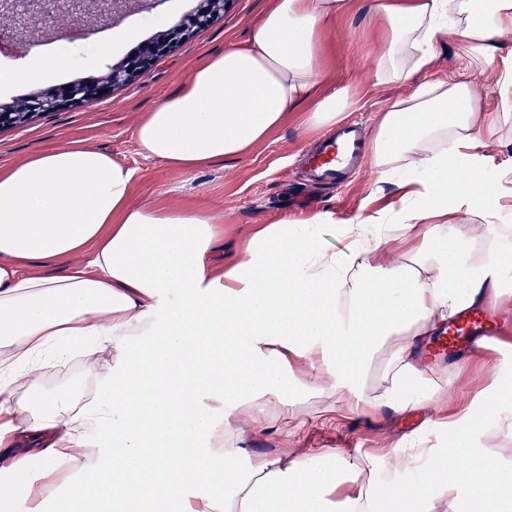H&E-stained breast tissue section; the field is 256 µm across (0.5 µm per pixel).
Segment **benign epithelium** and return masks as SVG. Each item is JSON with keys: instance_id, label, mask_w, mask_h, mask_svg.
<instances>
[{"instance_id": "benign-epithelium-1", "label": "benign epithelium", "mask_w": 512, "mask_h": 512, "mask_svg": "<svg viewBox=\"0 0 512 512\" xmlns=\"http://www.w3.org/2000/svg\"><path fill=\"white\" fill-rule=\"evenodd\" d=\"M161 0H0V19L8 22V32L0 35V42L18 46L33 44L30 37L36 32L52 35L70 32L61 26L86 15L98 17L99 23L110 24L123 18L135 8H154ZM226 0H201V7L191 18H183L169 27L162 37L147 46L137 61L115 64L96 83L76 81L42 89L23 105L1 103L0 125L14 124L30 113L55 112L68 104L97 96L117 85L130 82L136 73L156 58L173 51L195 28L207 25L224 11Z\"/></svg>"}]
</instances>
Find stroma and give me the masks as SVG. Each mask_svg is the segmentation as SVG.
I'll return each mask as SVG.
<instances>
[{
  "label": "stroma",
  "instance_id": "35a3bbf8",
  "mask_svg": "<svg viewBox=\"0 0 512 512\" xmlns=\"http://www.w3.org/2000/svg\"><path fill=\"white\" fill-rule=\"evenodd\" d=\"M269 0H230L223 13L208 26L193 31L170 54L138 72L127 85L117 86L102 96L55 112H35L25 121L0 126V168L23 161L31 153L60 148L73 142L107 151L134 172L132 199L148 207H182L212 211L224 217V252L233 254L254 225L271 224L284 216L300 219L321 212H334L338 221L355 220L372 186L367 166L351 168L342 187L319 186L303 179L305 150L315 133L301 126L299 113L286 122L243 160L217 163L192 175L169 169L157 160L140 155L134 127L141 113L160 104L177 91L194 69L208 57L241 43L251 23ZM199 0H164L157 9L134 13L111 25L113 31H134V38L114 46L111 55L97 52L98 39H57L53 45L70 60L68 80L94 79L107 66L119 63L138 47L164 31L162 18L173 12L183 16ZM372 0H353L349 10L330 25L328 77L325 92L349 87L359 104L353 118L372 135L375 124L397 89L376 84V56L385 38L371 18ZM465 76L484 79V65L463 59L461 51L446 43L438 50L433 78ZM463 365L454 358L425 356L421 367L434 383L449 388L450 397L441 403L424 402L403 413L382 409L375 414L350 413L342 404L318 397L301 407L289 420L269 421L264 430H245L237 447L252 454L277 457L289 454L304 458L318 448H344L362 455H378L404 438L417 435L429 445H448V424L468 408L477 406L480 395L491 385L490 368H497L502 383H512V363H502L496 351L467 353ZM48 387L69 382L78 398L102 387L101 378H88L80 359L45 369Z\"/></svg>",
  "mask_w": 512,
  "mask_h": 512
}]
</instances>
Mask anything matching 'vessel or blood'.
<instances>
[{
  "label": "vessel or blood",
  "instance_id": "1",
  "mask_svg": "<svg viewBox=\"0 0 512 512\" xmlns=\"http://www.w3.org/2000/svg\"><path fill=\"white\" fill-rule=\"evenodd\" d=\"M360 159V132L345 126L321 139L304 160L306 177L316 182L338 180L342 172ZM498 318L477 309H462L448 323L439 342L440 350L482 351L497 336Z\"/></svg>",
  "mask_w": 512,
  "mask_h": 512
}]
</instances>
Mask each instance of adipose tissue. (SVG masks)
Masks as SVG:
<instances>
[{"mask_svg": "<svg viewBox=\"0 0 512 512\" xmlns=\"http://www.w3.org/2000/svg\"><path fill=\"white\" fill-rule=\"evenodd\" d=\"M351 0H270L244 42L209 57L178 91L143 113L140 152L189 175L243 158L288 113L331 131L351 112L349 89L319 86L327 24ZM386 30L374 79L404 87L368 148L392 200L340 223L330 211L255 225L224 259V225L205 211L131 201L132 170L79 143L0 170V448L15 481L6 512H512V467L491 438L512 387L492 383L477 414L439 450L418 444L382 458L319 448L306 459L244 457L230 442L262 429L308 393L342 394L398 412L438 397L417 355L425 336L467 306L503 298L493 276L512 261L497 223V113L480 127L473 81H431L452 40L492 67L512 110V0H374ZM69 64L56 50L0 69V86L54 85ZM338 224L346 254L328 249ZM86 253L87 265L53 273ZM82 342L103 399L47 392L41 356ZM111 348L112 366L97 354ZM389 386L363 388L373 359ZM400 460L408 481L379 479Z\"/></svg>", "mask_w": 512, "mask_h": 512, "instance_id": "ef3b65f1", "label": "adipose tissue"}]
</instances>
